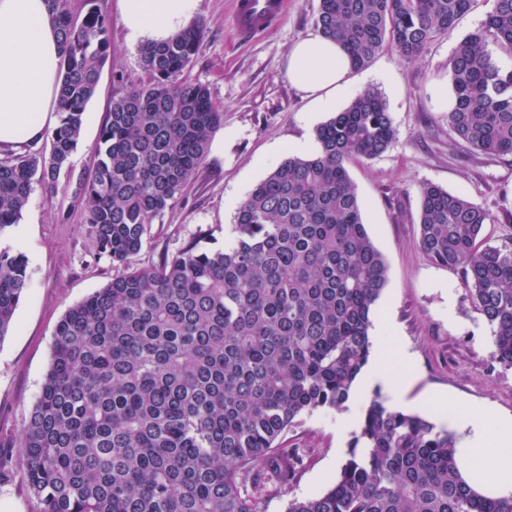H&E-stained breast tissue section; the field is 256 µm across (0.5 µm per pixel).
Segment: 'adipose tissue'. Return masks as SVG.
Wrapping results in <instances>:
<instances>
[{"label": "adipose tissue", "mask_w": 512, "mask_h": 512, "mask_svg": "<svg viewBox=\"0 0 512 512\" xmlns=\"http://www.w3.org/2000/svg\"><path fill=\"white\" fill-rule=\"evenodd\" d=\"M199 8L200 0H119L124 36L133 46L168 41ZM61 52L48 0H0V151L40 142L54 126ZM351 73L343 50L318 33L296 42L288 54V81L315 112L332 110L337 96L349 92ZM372 352L353 396L379 388L390 407H399L400 388L377 367L380 343H373ZM464 425L468 434L456 450L463 475L482 489H512V416L492 420L477 410Z\"/></svg>", "instance_id": "adipose-tissue-1"}]
</instances>
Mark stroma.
I'll return each mask as SVG.
<instances>
[{
    "label": "stroma",
    "mask_w": 512,
    "mask_h": 512,
    "mask_svg": "<svg viewBox=\"0 0 512 512\" xmlns=\"http://www.w3.org/2000/svg\"><path fill=\"white\" fill-rule=\"evenodd\" d=\"M99 8L112 25L110 57L96 95L87 105L83 131L70 158L71 176L59 177L53 191L34 186L22 216L0 248L28 260V288L12 325L0 338V456L13 474L0 484V512H37L23 479L20 435L48 370L54 331L64 313L105 286L120 271L97 257L87 224L78 177L89 169L105 115L118 86L145 77L137 48L127 44L117 0H69L73 13ZM494 0H475L454 36L433 41L416 61L385 51L354 71V91L367 87L384 96L397 136L381 156L347 164L357 189L363 222L387 265V283L375 305L374 326H385L387 351L382 370L395 381H411L409 397L431 392L446 396L458 412L480 408L489 417L512 416V367L494 355L492 330L474 307L461 272L433 264L417 246L420 188L432 183L467 196L496 217L481 237L492 246L512 242V156H488L456 142L448 111V60L458 37L481 27ZM318 0H287L282 22L248 42L232 27L233 0H201L198 21L206 29L200 50L186 72L205 85L224 112L200 169L176 205L156 218L137 257L156 264L194 242L223 248L232 237L234 214L247 194L292 152L297 141L314 142L328 120L310 112L288 82V53L316 33ZM410 363H400L399 349ZM342 412L318 409L296 419L282 447L305 449L304 464L288 489L266 493L260 512H286L288 503L328 487L347 457L352 430H339Z\"/></svg>",
    "instance_id": "stroma-1"
}]
</instances>
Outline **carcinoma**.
Here are the masks:
<instances>
[{
	"label": "carcinoma",
	"mask_w": 512,
	"mask_h": 512,
	"mask_svg": "<svg viewBox=\"0 0 512 512\" xmlns=\"http://www.w3.org/2000/svg\"><path fill=\"white\" fill-rule=\"evenodd\" d=\"M475 0H320L319 32L352 69L385 48L413 61L455 31ZM62 38L59 122L46 147L0 158V238L18 223L33 184L70 174L84 114L111 45L91 7L77 17L49 0ZM191 24L140 48L147 80L112 98L92 167L79 177L96 255L122 274L70 307L20 448L37 512H259L268 484L302 465L279 440L319 408H346L368 364L375 302L387 283L346 164L396 139L381 92L366 88L315 130L318 150L291 157L239 205L233 239L191 242L138 264L154 219L183 196L224 123L207 87L182 79L204 38ZM512 0H495L482 27L457 41L448 77L457 140L512 155ZM484 207L420 188L418 247L463 272L493 328L495 357L512 366V244L481 242ZM27 260L0 249V338L25 294ZM287 512H512L461 476L453 435L390 408L363 407L347 458L325 490Z\"/></svg>",
	"instance_id": "carcinoma-1"
}]
</instances>
